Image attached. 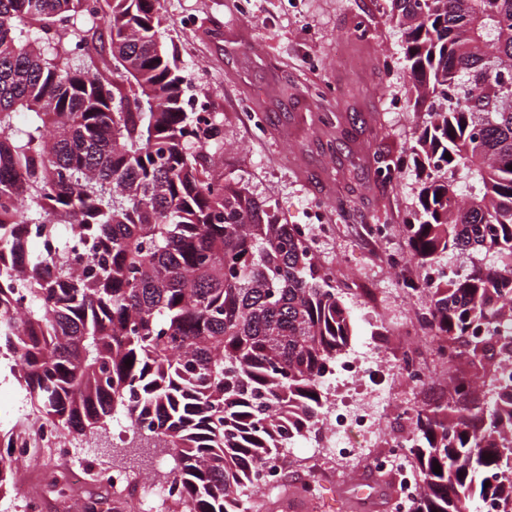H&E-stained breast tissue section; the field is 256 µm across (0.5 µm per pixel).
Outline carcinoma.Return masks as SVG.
I'll return each instance as SVG.
<instances>
[{
	"label": "carcinoma",
	"mask_w": 512,
	"mask_h": 512,
	"mask_svg": "<svg viewBox=\"0 0 512 512\" xmlns=\"http://www.w3.org/2000/svg\"><path fill=\"white\" fill-rule=\"evenodd\" d=\"M385 2L427 105L407 262L472 257L430 288L425 320L442 354L495 377L512 359L484 332L512 330V0ZM158 5L0 0V359L35 427L66 441L119 413L174 455L171 512H241L290 432L322 420L350 313L300 225L206 176L213 129L184 110ZM376 163L396 178L399 161ZM410 422L415 512H467L476 493L512 512V383L481 404L460 378ZM0 444L1 492L18 462L12 432Z\"/></svg>",
	"instance_id": "obj_1"
}]
</instances>
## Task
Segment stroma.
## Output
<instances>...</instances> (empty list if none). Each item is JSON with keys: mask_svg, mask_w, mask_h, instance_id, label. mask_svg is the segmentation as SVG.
Here are the masks:
<instances>
[{"mask_svg": "<svg viewBox=\"0 0 512 512\" xmlns=\"http://www.w3.org/2000/svg\"><path fill=\"white\" fill-rule=\"evenodd\" d=\"M383 0H161L163 44L174 53L190 99L208 102L217 136L216 177L245 184L253 195L276 206L286 224H306L308 212L323 202V222L315 251L336 270L354 334L346 354L369 356V369L354 379L328 376L329 402L351 403L382 390L397 404L439 403L445 375L437 343L425 335L420 345L430 380L420 390L401 377L402 325L429 303L428 293L404 288L418 277L416 267L391 269L389 256L407 251L405 226L415 211L421 179L411 160L413 132L422 113L413 109L401 64V31L386 16ZM373 28L359 39L355 18ZM337 114L333 125L322 113ZM400 160L396 180L374 175L373 157ZM371 224L390 227L382 240L370 239ZM31 408L11 373L0 362V430L11 429L31 446L51 447L30 426ZM115 423L88 440H73L66 457H54L57 470L99 469L105 445L118 443ZM288 465L277 487L246 491L253 512H285L295 501L299 512H396L394 481L366 461H353L307 443L287 452ZM47 469L20 467L17 491L0 495V512H24L23 496H42L43 512H106L111 489L87 481H62L45 491ZM381 484L371 506L354 504L366 482Z\"/></svg>", "mask_w": 512, "mask_h": 512, "instance_id": "obj_1", "label": "stroma"}]
</instances>
